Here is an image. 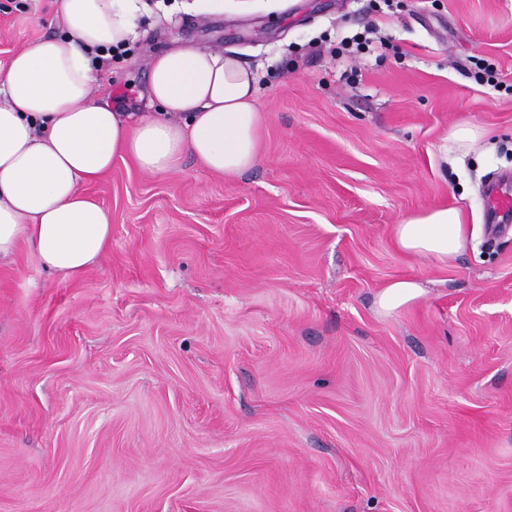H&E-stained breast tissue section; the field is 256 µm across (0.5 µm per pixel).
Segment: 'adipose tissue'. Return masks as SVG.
Here are the masks:
<instances>
[{"label": "adipose tissue", "instance_id": "1", "mask_svg": "<svg viewBox=\"0 0 512 512\" xmlns=\"http://www.w3.org/2000/svg\"><path fill=\"white\" fill-rule=\"evenodd\" d=\"M142 0H59L64 35L19 51L0 74V258L27 243L39 263L77 278L107 248L109 213L85 191L116 158L148 173L170 172L185 155L234 177L259 161L257 76L232 52L181 47L153 56L146 92L160 113L132 120L93 90L90 54L136 36ZM474 235L453 208L393 227L404 254L447 263ZM425 294L412 278L389 281L387 313Z\"/></svg>", "mask_w": 512, "mask_h": 512}]
</instances>
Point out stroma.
I'll list each match as a JSON object with an SVG mask.
<instances>
[{
	"label": "stroma",
	"instance_id": "stroma-1",
	"mask_svg": "<svg viewBox=\"0 0 512 512\" xmlns=\"http://www.w3.org/2000/svg\"><path fill=\"white\" fill-rule=\"evenodd\" d=\"M192 2L147 0L94 88L139 117L152 55L236 51L260 161L116 160L80 278L0 260V512H512V230L483 199L512 175V0ZM58 7L0 0L1 71ZM440 207L477 225L464 253H401L393 225ZM402 277L425 296L379 313Z\"/></svg>",
	"mask_w": 512,
	"mask_h": 512
}]
</instances>
